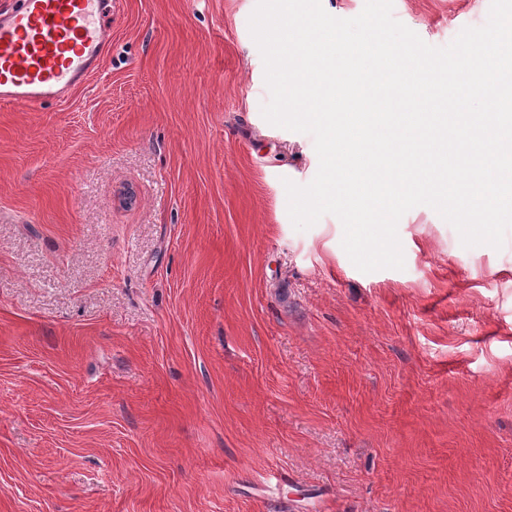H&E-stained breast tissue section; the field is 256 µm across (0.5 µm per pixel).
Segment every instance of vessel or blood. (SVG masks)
Here are the masks:
<instances>
[{
  "mask_svg": "<svg viewBox=\"0 0 512 512\" xmlns=\"http://www.w3.org/2000/svg\"><path fill=\"white\" fill-rule=\"evenodd\" d=\"M109 0H15L0 10V102L34 109L66 102L103 61L96 24Z\"/></svg>",
  "mask_w": 512,
  "mask_h": 512,
  "instance_id": "obj_1",
  "label": "vessel or blood"
}]
</instances>
